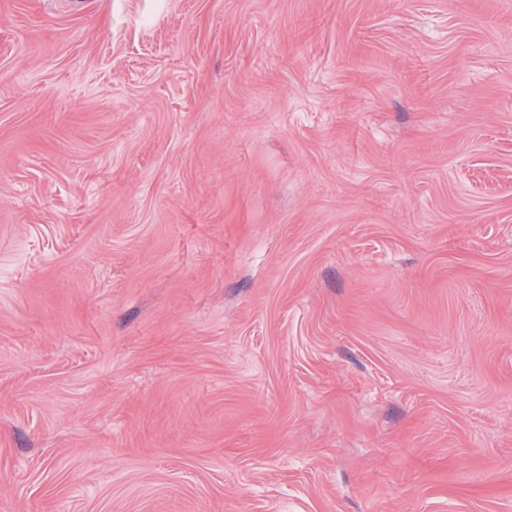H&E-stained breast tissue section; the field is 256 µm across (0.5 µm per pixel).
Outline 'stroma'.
<instances>
[{"instance_id":"35a3bbf8","label":"stroma","mask_w":512,"mask_h":512,"mask_svg":"<svg viewBox=\"0 0 512 512\" xmlns=\"http://www.w3.org/2000/svg\"><path fill=\"white\" fill-rule=\"evenodd\" d=\"M0 512H512V0H0Z\"/></svg>"}]
</instances>
